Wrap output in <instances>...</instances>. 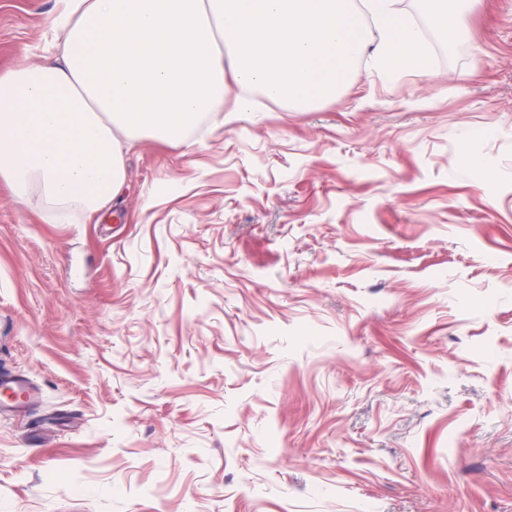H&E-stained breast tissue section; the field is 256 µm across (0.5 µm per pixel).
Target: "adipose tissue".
Wrapping results in <instances>:
<instances>
[{"mask_svg": "<svg viewBox=\"0 0 512 512\" xmlns=\"http://www.w3.org/2000/svg\"><path fill=\"white\" fill-rule=\"evenodd\" d=\"M55 60L0 74V179L17 201L99 210L143 137L178 146L201 120L224 122V88L306 109L336 98L362 58L421 77L426 30L396 0H63ZM466 0H419L455 44Z\"/></svg>", "mask_w": 512, "mask_h": 512, "instance_id": "ef3b65f1", "label": "adipose tissue"}]
</instances>
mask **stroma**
I'll list each match as a JSON object with an SVG mask.
<instances>
[{"instance_id":"35a3bbf8","label":"stroma","mask_w":512,"mask_h":512,"mask_svg":"<svg viewBox=\"0 0 512 512\" xmlns=\"http://www.w3.org/2000/svg\"><path fill=\"white\" fill-rule=\"evenodd\" d=\"M58 0H0V73ZM431 75L125 151L97 212L0 180V512H512V0ZM469 152L478 168L458 163ZM0 389L2 392L10 391L18 396L13 401L1 399V415L4 413H21L29 405L34 403L39 396V391L30 382L22 377H17L11 374L1 373Z\"/></svg>"}]
</instances>
